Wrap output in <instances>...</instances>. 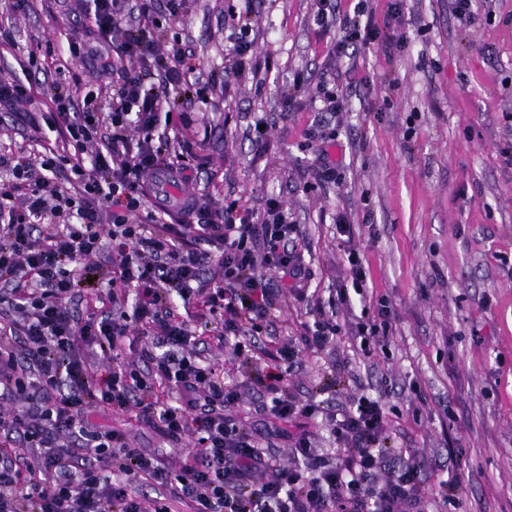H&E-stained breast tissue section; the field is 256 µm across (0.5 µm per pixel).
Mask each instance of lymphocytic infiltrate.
<instances>
[{"instance_id":"f902f5d3","label":"lymphocytic infiltrate","mask_w":512,"mask_h":512,"mask_svg":"<svg viewBox=\"0 0 512 512\" xmlns=\"http://www.w3.org/2000/svg\"><path fill=\"white\" fill-rule=\"evenodd\" d=\"M189 0H75V17L92 22V39L69 54L85 68L116 74L111 93L75 96L54 79L0 77V106L12 125L47 127L61 150L40 162L0 152V512H426L422 465L403 448L386 447L380 399L355 397L350 408L321 409L286 386L285 368L302 350L331 349L341 328L314 305L301 342L272 336L270 362L241 384L204 362L214 339L249 363L256 337L286 294L304 300L310 270L299 250V225L283 201L262 211L230 202L211 206L196 195L171 221L154 179L187 182L189 161L169 159V140L195 120L186 102L255 74L249 11H227L233 45L223 74L195 69L179 42H165L163 22L183 16ZM356 16L332 47L336 56L401 39ZM46 112L27 110L35 94ZM96 283H89V276ZM134 288L131 311L122 304ZM197 309L175 315L171 296ZM137 336V359L114 353ZM108 365L92 372L84 348ZM261 410L296 425L284 453L259 445L236 412L245 392ZM96 410L135 411L138 422L188 452L178 461L132 446L124 431L89 421ZM325 413L336 443L315 445L307 419ZM37 450L36 468L23 452ZM170 487L167 499L144 500L133 484Z\"/></svg>"}]
</instances>
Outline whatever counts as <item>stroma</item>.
<instances>
[{
	"label": "stroma",
	"instance_id": "stroma-1",
	"mask_svg": "<svg viewBox=\"0 0 512 512\" xmlns=\"http://www.w3.org/2000/svg\"><path fill=\"white\" fill-rule=\"evenodd\" d=\"M12 2L0 0V21L15 39L0 46V74L50 52L67 55L69 39L86 35L69 0H32L24 13ZM356 2L338 0L323 27L313 0H255L261 67L255 81L200 105L212 132L189 137L202 162L189 189L200 192L206 179L213 202L255 208L281 196L303 230L306 288L321 299L341 285L345 250L356 247L367 280L336 307L345 332L332 350L303 353L289 391L339 408L361 394L382 397L388 447L425 464L429 512H512V165L501 156L512 147V0H474L466 22L452 0H403L405 23L391 33L405 50L371 44L335 57ZM243 6L192 0L164 35L188 40L206 70L222 72L232 41L221 14ZM300 74L303 107L283 111L281 96ZM321 82L343 99V112L315 102ZM261 117L269 129L259 151L249 128ZM324 150L336 178L318 188ZM340 215L353 226L351 242L336 232ZM380 299L393 332L365 355L347 328ZM94 420L126 430L147 452H182L134 413ZM452 473L460 488L451 505L443 484Z\"/></svg>",
	"mask_w": 512,
	"mask_h": 512
}]
</instances>
